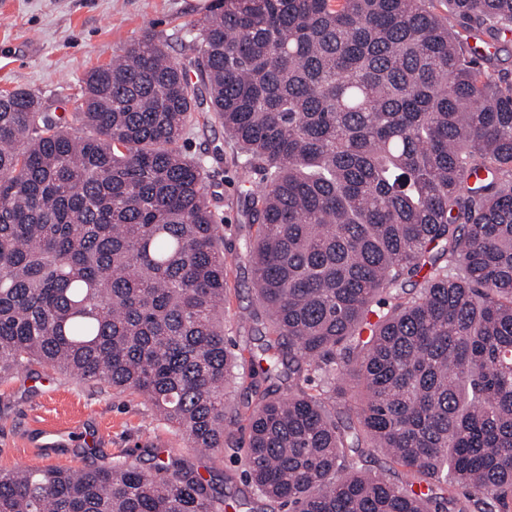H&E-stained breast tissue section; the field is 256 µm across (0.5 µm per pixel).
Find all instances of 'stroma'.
<instances>
[{
  "label": "stroma",
  "instance_id": "obj_1",
  "mask_svg": "<svg viewBox=\"0 0 512 512\" xmlns=\"http://www.w3.org/2000/svg\"><path fill=\"white\" fill-rule=\"evenodd\" d=\"M211 6L212 0H0V92L30 90L40 95L47 111L70 114L87 71L108 63L149 32L166 37L171 54L182 56L189 31L209 15ZM181 147L203 157L211 189L220 197L224 238L237 244L249 227L238 203L233 148L223 128L196 126ZM227 284L228 336L238 346L258 348L264 329L244 318L255 305L247 261L230 259ZM139 448L184 458L200 471L223 477L227 512H245L242 502L250 490L241 460L189 447L141 396H117L111 389L81 384L66 375H49L40 365L0 383L2 470L37 462L75 471Z\"/></svg>",
  "mask_w": 512,
  "mask_h": 512
}]
</instances>
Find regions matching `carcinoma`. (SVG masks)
<instances>
[{
  "instance_id": "carcinoma-1",
  "label": "carcinoma",
  "mask_w": 512,
  "mask_h": 512,
  "mask_svg": "<svg viewBox=\"0 0 512 512\" xmlns=\"http://www.w3.org/2000/svg\"><path fill=\"white\" fill-rule=\"evenodd\" d=\"M461 29L495 45L512 0H214L188 61L144 35L69 121L0 94V382L36 363L143 396L191 447L244 455L248 512H512V71ZM198 112L257 225L236 257L269 340L247 359L180 145ZM0 512H224V490L156 453L33 463L0 470Z\"/></svg>"
}]
</instances>
